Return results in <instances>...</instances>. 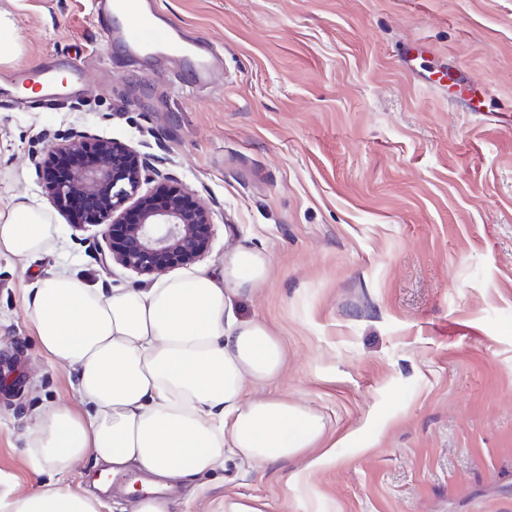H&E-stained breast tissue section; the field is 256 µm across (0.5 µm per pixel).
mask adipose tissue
Listing matches in <instances>:
<instances>
[{
    "instance_id": "obj_1",
    "label": "adipose tissue",
    "mask_w": 512,
    "mask_h": 512,
    "mask_svg": "<svg viewBox=\"0 0 512 512\" xmlns=\"http://www.w3.org/2000/svg\"><path fill=\"white\" fill-rule=\"evenodd\" d=\"M55 233L44 205L0 197V259L35 258ZM270 265L267 254L238 248L219 273L169 276L146 290L106 292L65 269L37 277L24 295L37 344L69 370L82 410L34 415L25 445L55 479L32 493L0 489V512H99L94 492L57 480L87 454L111 474L131 467L181 484L223 468L229 453L264 466L320 445L321 413L246 394L285 364L272 328L238 314Z\"/></svg>"
}]
</instances>
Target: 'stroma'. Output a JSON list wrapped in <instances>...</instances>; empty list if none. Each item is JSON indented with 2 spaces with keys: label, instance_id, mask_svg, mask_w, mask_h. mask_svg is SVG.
<instances>
[{
  "label": "stroma",
  "instance_id": "obj_1",
  "mask_svg": "<svg viewBox=\"0 0 512 512\" xmlns=\"http://www.w3.org/2000/svg\"><path fill=\"white\" fill-rule=\"evenodd\" d=\"M223 59L208 87L170 59H129L96 0H0L23 50L0 76L57 59L46 108L0 97V195L45 201L32 159L78 126L176 174L213 211L200 270L244 247L271 259L242 314L286 366L268 392L322 413L333 459L223 469L167 492L171 512H512V0H158ZM85 69L73 88L70 63ZM463 69L467 111L439 71ZM0 259V477L48 481L22 434L42 404L77 408L39 349L22 289L68 266L104 289L161 273L106 265L98 228Z\"/></svg>",
  "mask_w": 512,
  "mask_h": 512
}]
</instances>
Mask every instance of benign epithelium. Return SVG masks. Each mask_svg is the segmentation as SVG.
Here are the masks:
<instances>
[{
	"label": "benign epithelium",
	"mask_w": 512,
	"mask_h": 512,
	"mask_svg": "<svg viewBox=\"0 0 512 512\" xmlns=\"http://www.w3.org/2000/svg\"><path fill=\"white\" fill-rule=\"evenodd\" d=\"M59 154L90 155L94 162L61 180L52 169ZM145 168L146 159L123 143L72 128L45 147L40 180L50 206L69 215L71 227L102 228L104 255L113 263L144 275L190 266L210 248V212L168 174H156L157 188L141 192ZM87 195L95 208L70 214L73 201Z\"/></svg>",
	"instance_id": "benign-epithelium-1"
}]
</instances>
